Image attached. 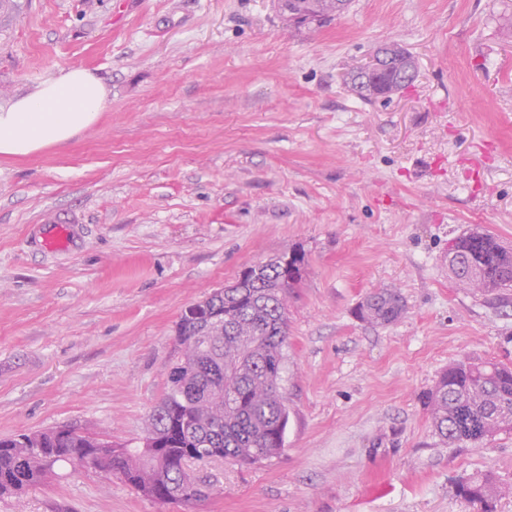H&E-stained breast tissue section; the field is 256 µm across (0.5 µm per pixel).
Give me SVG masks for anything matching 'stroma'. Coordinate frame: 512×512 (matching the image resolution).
Wrapping results in <instances>:
<instances>
[{
    "label": "stroma",
    "mask_w": 512,
    "mask_h": 512,
    "mask_svg": "<svg viewBox=\"0 0 512 512\" xmlns=\"http://www.w3.org/2000/svg\"><path fill=\"white\" fill-rule=\"evenodd\" d=\"M511 25L512 0H353L318 29L278 0H5L0 105L71 66L110 96L68 145L0 157V438L138 446L181 311L292 249L308 267L279 456L198 465L209 498L170 505L63 465L0 512H474L458 482L512 486V432L445 443L424 405L450 363L512 364V307L448 277L455 235L512 245ZM390 42L417 77L364 103L343 78ZM379 288L406 302L387 327L354 314Z\"/></svg>",
    "instance_id": "stroma-1"
}]
</instances>
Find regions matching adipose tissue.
Masks as SVG:
<instances>
[{
    "label": "adipose tissue",
    "mask_w": 512,
    "mask_h": 512,
    "mask_svg": "<svg viewBox=\"0 0 512 512\" xmlns=\"http://www.w3.org/2000/svg\"><path fill=\"white\" fill-rule=\"evenodd\" d=\"M108 89L90 70L71 66L0 106V155L27 156L69 144L97 123Z\"/></svg>",
    "instance_id": "obj_1"
}]
</instances>
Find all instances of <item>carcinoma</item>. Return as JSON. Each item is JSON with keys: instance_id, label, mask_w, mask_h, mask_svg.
<instances>
[{"instance_id": "carcinoma-1", "label": "carcinoma", "mask_w": 512, "mask_h": 512, "mask_svg": "<svg viewBox=\"0 0 512 512\" xmlns=\"http://www.w3.org/2000/svg\"><path fill=\"white\" fill-rule=\"evenodd\" d=\"M350 0H288L281 10L298 26H320L347 11ZM394 66L383 77L365 81L361 67L353 69L348 82L351 95L366 102L388 100L408 87L401 73L417 72L415 59L398 43L390 44ZM448 276L495 307L512 304V246L494 235L470 230L448 241ZM279 293L275 259L266 260L247 293L226 288L209 295V308L233 311L241 329L252 342L245 364L236 357L237 336L212 338L189 364L190 372L171 383L151 412L150 424L163 434L166 451L176 459L201 450L224 453L241 466L268 460L284 448L288 408L279 390L281 369L267 365L283 358L288 344V317L274 306ZM405 304L394 288L372 291L356 309L360 320L385 327L397 322ZM224 400L219 421L199 417L214 399ZM434 434L445 442L478 444L501 432L512 431V368L493 361H459L448 366L426 394ZM24 434L0 440V495L19 494L49 480L46 463L72 464L91 458L90 468L118 476L140 493L151 473L147 461L134 448L112 451L106 464L98 449L87 447L79 435L46 433L40 445H26ZM168 480L184 486V501H199L205 482L184 478L173 471ZM458 495L476 512H495L504 487L491 473L479 474L458 485Z\"/></svg>"}]
</instances>
